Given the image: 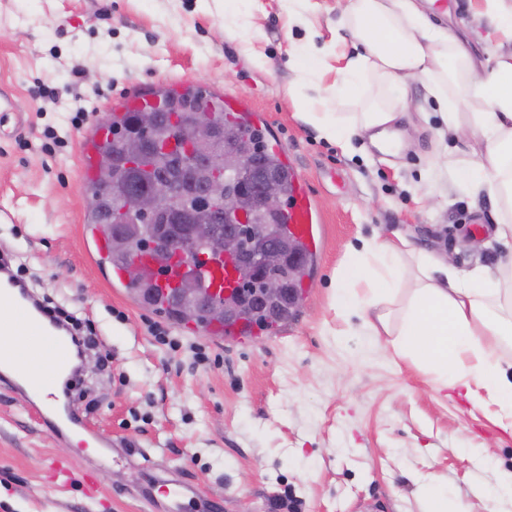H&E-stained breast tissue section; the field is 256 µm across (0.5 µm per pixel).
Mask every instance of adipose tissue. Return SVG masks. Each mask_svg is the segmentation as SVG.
Returning <instances> with one entry per match:
<instances>
[{
	"mask_svg": "<svg viewBox=\"0 0 512 512\" xmlns=\"http://www.w3.org/2000/svg\"><path fill=\"white\" fill-rule=\"evenodd\" d=\"M343 17L363 51L337 68L324 100L361 109L309 112L306 120L341 146L367 134L383 150L397 133L401 108L391 100L362 103L365 83L390 90L430 82L452 136L467 133L486 146L491 177L473 182L476 163L462 156L451 162L457 178L488 192L503 214L496 237L512 238V51L476 61L412 0H347ZM450 82L461 92H449ZM364 252L370 262L341 274L339 312L371 316L370 335L389 337L395 354L434 374L440 388L484 390L512 429V359L505 355L512 346V267L496 277L461 272L399 235L366 244Z\"/></svg>",
	"mask_w": 512,
	"mask_h": 512,
	"instance_id": "1",
	"label": "adipose tissue"
}]
</instances>
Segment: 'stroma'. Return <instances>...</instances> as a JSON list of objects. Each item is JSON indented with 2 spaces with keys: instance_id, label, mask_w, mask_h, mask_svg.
Returning <instances> with one entry per match:
<instances>
[{
  "instance_id": "obj_1",
  "label": "stroma",
  "mask_w": 512,
  "mask_h": 512,
  "mask_svg": "<svg viewBox=\"0 0 512 512\" xmlns=\"http://www.w3.org/2000/svg\"><path fill=\"white\" fill-rule=\"evenodd\" d=\"M343 2L300 0L298 22L289 0H0V209L13 215L0 254L39 300L92 328L95 364L72 399L107 442L74 448L0 381V512H151L139 493L166 472L214 512H275L281 496L295 512H422L425 482L456 512H512L490 479L512 469L494 401L436 390L387 341L370 347L365 319L334 307L354 250L395 233L462 270L512 259V242L494 237L497 205L448 164L485 147L447 134L424 82L394 93L411 115L394 155L361 138L340 147L299 117V101L317 102L358 51ZM415 2L450 35L470 34L477 60L512 49L485 40L484 0ZM302 42L321 61L309 81L292 56ZM167 84L219 88L262 114L323 217L296 311L264 344L218 342L144 307L87 222L82 133L127 94ZM152 322L179 347L151 336Z\"/></svg>"
}]
</instances>
